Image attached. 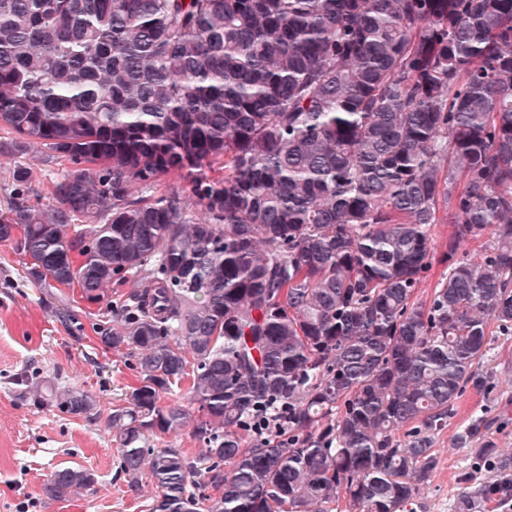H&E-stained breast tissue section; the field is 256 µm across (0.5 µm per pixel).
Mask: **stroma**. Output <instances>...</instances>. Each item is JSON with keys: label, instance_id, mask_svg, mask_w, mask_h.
<instances>
[{"label": "stroma", "instance_id": "stroma-1", "mask_svg": "<svg viewBox=\"0 0 512 512\" xmlns=\"http://www.w3.org/2000/svg\"><path fill=\"white\" fill-rule=\"evenodd\" d=\"M20 165L32 171L39 205H49L47 188L59 176L60 165L46 161L39 146L23 154L1 148L0 208L13 198V173ZM28 263L17 239L0 241V512H147L156 488L128 486L108 425L113 409L125 404L137 383L136 359L98 341L103 328L115 325L135 281L112 283L102 302L91 303L78 286L46 288L32 281ZM488 338L481 369L493 374V391L470 389L457 400L447 429L436 439L437 466L419 491L416 512H453L468 481L487 477V470L470 469L474 450L453 442L471 418H490L497 448L512 456V412L503 411L512 403V330L493 322ZM30 373L88 391L95 400L92 415L71 417L34 403L21 382ZM62 467L93 473L91 490L65 500L48 497L45 479Z\"/></svg>", "mask_w": 512, "mask_h": 512}]
</instances>
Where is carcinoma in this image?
Here are the masks:
<instances>
[{
  "label": "carcinoma",
  "instance_id": "cac0c4a2",
  "mask_svg": "<svg viewBox=\"0 0 512 512\" xmlns=\"http://www.w3.org/2000/svg\"><path fill=\"white\" fill-rule=\"evenodd\" d=\"M0 130L62 166L52 205L19 167L0 210L30 277L138 283L99 341L137 357L110 426L149 512H406L455 402L493 387L489 322L512 328V0H0ZM489 427L455 436L493 475L453 512L512 500ZM186 428L198 457L151 443ZM431 236L435 243V256L433 259V267L429 272V277L422 284V288H420V296L419 298L425 300L429 298L432 289L435 286L437 280L440 278L441 274L445 271V265L441 263V253L445 250L446 243H448V225L446 224H436L431 230Z\"/></svg>",
  "mask_w": 512,
  "mask_h": 512
}]
</instances>
